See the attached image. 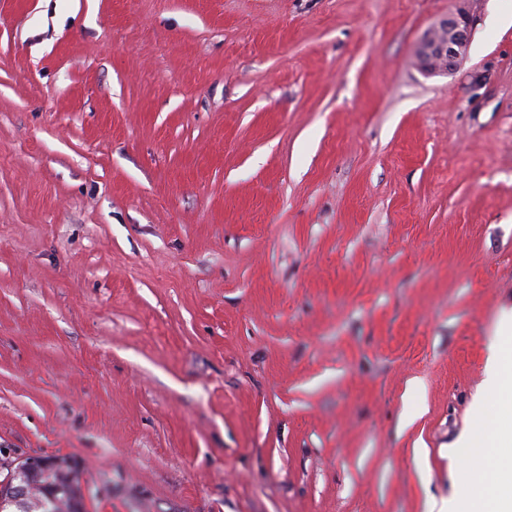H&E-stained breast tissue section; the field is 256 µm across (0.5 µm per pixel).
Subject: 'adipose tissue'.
I'll list each match as a JSON object with an SVG mask.
<instances>
[{
    "instance_id": "adipose-tissue-1",
    "label": "adipose tissue",
    "mask_w": 512,
    "mask_h": 512,
    "mask_svg": "<svg viewBox=\"0 0 512 512\" xmlns=\"http://www.w3.org/2000/svg\"><path fill=\"white\" fill-rule=\"evenodd\" d=\"M489 419L466 429L460 442L473 465L464 494L443 503L442 512H512V347L493 349L486 367Z\"/></svg>"
}]
</instances>
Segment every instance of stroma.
I'll use <instances>...</instances> for the list:
<instances>
[{"instance_id": "stroma-1", "label": "stroma", "mask_w": 512, "mask_h": 512, "mask_svg": "<svg viewBox=\"0 0 512 512\" xmlns=\"http://www.w3.org/2000/svg\"><path fill=\"white\" fill-rule=\"evenodd\" d=\"M0 0V448L86 512H434L512 308V0ZM443 16L423 35L416 50V64L425 75L455 71L466 59L471 41V21L465 4Z\"/></svg>"}]
</instances>
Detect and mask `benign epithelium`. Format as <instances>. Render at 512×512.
I'll use <instances>...</instances> for the list:
<instances>
[{"label":"benign epithelium","mask_w":512,"mask_h":512,"mask_svg":"<svg viewBox=\"0 0 512 512\" xmlns=\"http://www.w3.org/2000/svg\"><path fill=\"white\" fill-rule=\"evenodd\" d=\"M471 41V21L466 6H461L439 19L423 35L416 50V64L428 76L447 74L456 70L466 59ZM0 463V488L13 493L18 500L32 491L26 474L50 462L37 456L13 457L3 453ZM52 512H83L82 504L65 495L49 497Z\"/></svg>","instance_id":"benign-epithelium-1"}]
</instances>
